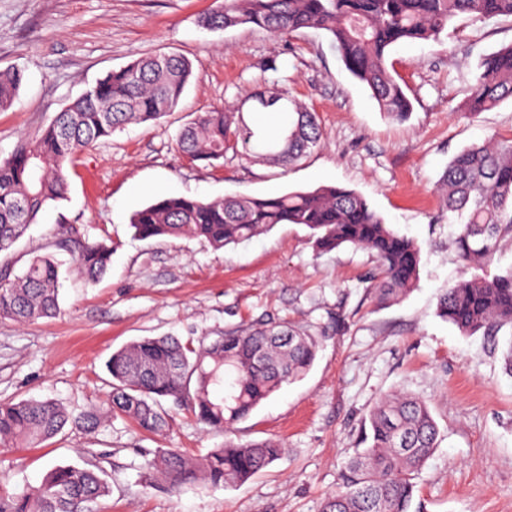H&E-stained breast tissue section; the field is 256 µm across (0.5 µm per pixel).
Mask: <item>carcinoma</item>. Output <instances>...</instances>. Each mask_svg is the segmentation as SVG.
Returning a JSON list of instances; mask_svg holds the SVG:
<instances>
[{"label":"carcinoma","mask_w":512,"mask_h":512,"mask_svg":"<svg viewBox=\"0 0 512 512\" xmlns=\"http://www.w3.org/2000/svg\"><path fill=\"white\" fill-rule=\"evenodd\" d=\"M461 15L477 20L512 18V0H222L202 23L211 29L249 25L290 36L321 30L344 68L371 92L385 116L405 121L412 103L388 69L392 48L407 41H437ZM481 73L463 105L468 115L512 98V44L483 58ZM193 74L176 54L138 58L110 71L83 96L56 113L34 138L19 141L0 159V252L24 236L39 213L67 198L66 166L79 152L131 123L155 122L180 102ZM17 71L0 72V109L20 87ZM255 112H282L288 97L270 88L250 96ZM322 137L318 117L295 107L279 133L262 137L243 113L214 108L179 131V150L191 161L212 164L228 152L272 160L284 167ZM437 191L456 216V246L469 265L484 264L500 242L512 239V137L492 139L457 153ZM278 224H299L321 251L352 245L378 263L377 297L407 294L418 278L420 247L388 225L356 192L321 186L276 196H230L211 201L187 196L159 199L130 217L140 239H200L215 249L236 246ZM54 247L70 254L78 270L98 281L112 263V246L71 225ZM59 264L52 254L32 257L23 271L0 268V317L26 323L60 312ZM437 313L463 334L495 336L512 330V269L491 279L475 276L446 288ZM322 334L310 326L267 322L227 330L208 339L144 336L106 362L112 378L102 407L70 408L53 400L0 404V447H37L65 429L95 432L112 415L130 418L147 433L163 431L170 412L185 410L202 425L226 433L224 446L197 463L177 448H156L147 460L150 478L182 485L203 474L213 486L244 482L279 458L274 440L242 443L231 437L283 385L312 368ZM361 443L341 469L336 490L320 512H410L415 479L438 445L439 431L424 402L396 392L383 397L364 420ZM110 493L93 463L53 465L36 486L0 493V512H93Z\"/></svg>","instance_id":"cac0c4a2"}]
</instances>
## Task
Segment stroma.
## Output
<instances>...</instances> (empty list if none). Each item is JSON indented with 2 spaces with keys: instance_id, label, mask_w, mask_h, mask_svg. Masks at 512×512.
<instances>
[{
  "instance_id": "1",
  "label": "stroma",
  "mask_w": 512,
  "mask_h": 512,
  "mask_svg": "<svg viewBox=\"0 0 512 512\" xmlns=\"http://www.w3.org/2000/svg\"><path fill=\"white\" fill-rule=\"evenodd\" d=\"M220 0H0V72L21 86L0 110V157L34 137L110 70L159 53L192 61L178 106L158 122L131 124L67 166L69 199L42 212L0 264L21 271L76 225L113 246L97 283L62 272L61 313L19 324L0 318V401L54 399L78 409L110 391L105 362L140 336H210L274 319L324 329L310 372L283 386L235 427L236 439L282 442L283 453L241 484L204 479L172 490L149 480L145 451L179 448L196 460L222 447L179 412L157 435L113 417L99 432H66L43 448L0 452V492L38 484L49 467L99 453L112 491L98 512H320L359 446L368 412L401 389L427 404L440 439L417 478L423 512H512V376L504 352L512 331L467 336L437 314L444 288L470 279L456 225L435 190L452 157L489 138L512 136V101L463 113L481 60L512 44V18L449 26L440 42L396 46L389 57L413 103L408 120L380 111L345 70L323 31L282 37L248 26L200 24ZM316 113L323 137L290 168L226 155L211 165L179 152L177 131L214 107L255 121L260 81ZM343 186L364 197L390 228L421 246L408 294L378 300L375 258L344 245L318 251L305 230L280 224L221 250L201 240H140L131 214L165 196L206 200Z\"/></svg>"
}]
</instances>
